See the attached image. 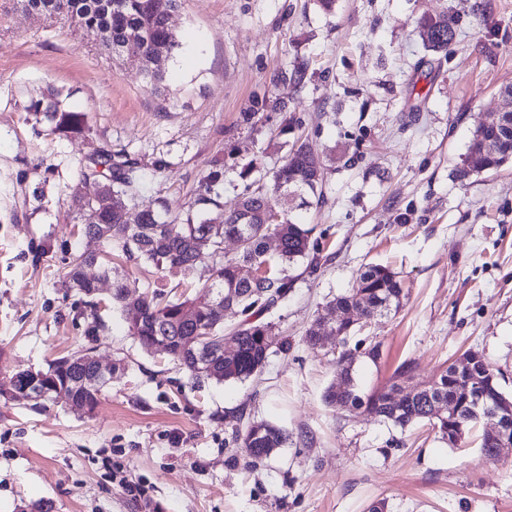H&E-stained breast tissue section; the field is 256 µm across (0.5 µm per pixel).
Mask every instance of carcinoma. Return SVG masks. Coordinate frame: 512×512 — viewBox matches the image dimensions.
<instances>
[{
    "instance_id": "cac0c4a2",
    "label": "carcinoma",
    "mask_w": 512,
    "mask_h": 512,
    "mask_svg": "<svg viewBox=\"0 0 512 512\" xmlns=\"http://www.w3.org/2000/svg\"><path fill=\"white\" fill-rule=\"evenodd\" d=\"M24 7L44 16L61 17L77 31L94 32L100 46L113 56L122 55V47L134 42L141 50V69L149 83L162 81L168 62L180 49L181 43L169 24L171 15L180 9L182 0H22ZM456 35L448 20L430 18L423 23L422 37L428 50L440 52L448 47ZM308 63L298 62L278 74V80L296 87L305 84ZM26 111L42 115L51 124V131L61 137L82 135L89 131L87 114L41 108L33 103ZM512 161V130L500 127L476 126L462 167L460 178L482 172L496 171ZM322 160L309 144L299 138L287 150L283 163L273 174L272 186L263 194L247 189L237 206L226 213L221 208L220 192L216 190L221 177L213 170L204 180L203 192L196 199L200 209L186 219L167 221L151 204L138 202L139 175L136 163L124 155L112 156L102 150L98 157L82 163L74 175L73 191L90 180L112 181V208H101L100 223L87 224L83 233L96 236L105 251L101 256L73 255L68 263L66 282L89 298L97 295L93 279L86 269L96 264L109 273L112 251L135 257L156 267L163 265L199 266L205 281L198 293L183 300H166L162 294L149 295L136 289L126 278H112V303L122 311L137 309L142 320L129 326L131 335L140 347L149 351L155 347L197 380L246 382L261 372L269 350L281 343L274 323L266 314L281 303L293 288L295 278L286 274V268L298 263L316 271L322 256L318 241L311 238L312 229L297 222L291 210L277 207L281 194L293 190L299 193L298 206H320L325 202L321 178ZM127 211L129 218L121 221L111 212ZM278 238L279 249L266 253V240ZM236 238L242 246L233 255L224 252V241ZM221 296L224 308H233L241 319L231 329L238 352L227 358L221 344L224 342V312L207 306V298ZM404 289L397 274L382 265H369L357 276L348 291L337 295L331 304L339 309L355 308L369 318L382 317L400 308ZM198 304L196 318L186 323L180 318L181 309ZM206 340L205 351L218 369L212 375L202 370L196 356L186 348L188 340L198 337ZM86 354H74L52 363L47 370L37 371L40 382L49 387L66 388L76 399L93 411L98 403L106 379H95L93 364H79ZM340 373L326 389L327 404L356 412L365 409L381 420L402 429L427 423L439 438L455 446L483 419L492 406L509 405L512 397L500 388L499 382L484 355L472 359L469 365L457 371L449 365L436 378L413 385V366L404 362L394 372L393 383L369 394L363 393L353 371V354L349 349L339 353ZM479 379L482 384L480 403L457 394L460 380L465 376ZM402 394L396 398V394ZM455 402L457 415L436 416L433 400ZM235 438L241 440L248 457L262 461L283 447L288 436L281 429L253 420L244 411L238 412Z\"/></svg>"
}]
</instances>
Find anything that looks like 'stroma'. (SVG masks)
Returning a JSON list of instances; mask_svg holds the SVG:
<instances>
[{
  "label": "stroma",
  "instance_id": "obj_1",
  "mask_svg": "<svg viewBox=\"0 0 512 512\" xmlns=\"http://www.w3.org/2000/svg\"><path fill=\"white\" fill-rule=\"evenodd\" d=\"M454 16L456 39L429 51L420 23ZM181 48L150 86L136 48L115 59L94 35L0 0V512H512V451L485 457L480 433L458 448L425 424L400 429L324 400L340 349L303 338L329 301L370 264L398 273L405 298L353 340L380 344L356 360L360 388L388 385L412 363L428 380L482 352L512 395V163L459 179L472 133L512 110V0H183L170 20ZM309 64L296 88L281 69ZM284 115L245 119L254 100ZM83 112L89 130L61 140L27 107ZM306 136L324 159V204L299 210L326 256L269 315L285 345L258 378L198 382L162 352L143 351L107 294L66 287L73 254L96 249L70 185L79 163L109 150L137 160L140 200L169 216L195 212L221 165L232 209L246 186L271 183L284 142ZM141 290L193 295L196 267L113 258ZM93 349L123 361L98 407L20 405L6 394L21 369ZM288 442L251 464L234 438L239 410ZM139 483L131 496L117 474Z\"/></svg>",
  "mask_w": 512,
  "mask_h": 512
}]
</instances>
